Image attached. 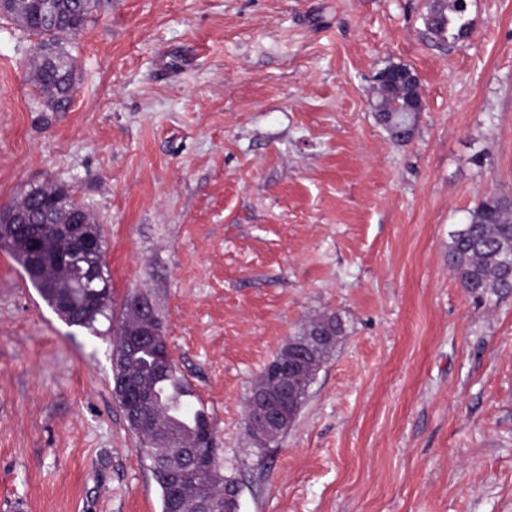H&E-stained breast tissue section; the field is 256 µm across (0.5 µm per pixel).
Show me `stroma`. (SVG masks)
<instances>
[{
    "instance_id": "obj_1",
    "label": "stroma",
    "mask_w": 512,
    "mask_h": 512,
    "mask_svg": "<svg viewBox=\"0 0 512 512\" xmlns=\"http://www.w3.org/2000/svg\"><path fill=\"white\" fill-rule=\"evenodd\" d=\"M102 0L47 109L0 18V207L62 183L99 225L112 308L147 293L239 512H512V295L448 270L468 209L512 197V0ZM402 63L409 143L375 119ZM346 334L269 451L244 403L314 315ZM63 322L0 248V512H160L112 393V336ZM436 7L434 5L425 17L427 33L440 43H456L467 34V24L464 21L466 0H451L448 9L447 6L441 10Z\"/></svg>"
}]
</instances>
